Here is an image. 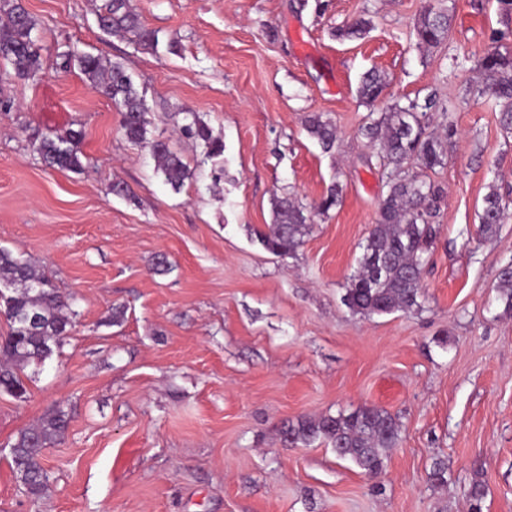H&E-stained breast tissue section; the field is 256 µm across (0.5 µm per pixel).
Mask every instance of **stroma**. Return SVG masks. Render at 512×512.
<instances>
[{
    "label": "stroma",
    "instance_id": "35a3bbf8",
    "mask_svg": "<svg viewBox=\"0 0 512 512\" xmlns=\"http://www.w3.org/2000/svg\"><path fill=\"white\" fill-rule=\"evenodd\" d=\"M42 66L0 80V247L19 252L74 298V327L0 392V512H512V313L497 288L512 263V222L491 238L477 215L489 184L512 200V134L476 98L474 64L503 23L497 0H133L158 43L100 28L102 0H22ZM449 9L450 39L418 47L425 5ZM363 18V38L334 31ZM123 65L190 175L172 187L120 114L58 52ZM384 73L373 104L362 76ZM452 99L455 136L430 178L444 189L420 309L362 316L343 303L386 188L361 127L369 112L429 93ZM195 113L224 143L206 157L181 133ZM336 126L323 152L309 114ZM84 133L81 172L45 166V137ZM122 182L129 196L113 194ZM297 253L257 232L272 200L313 207ZM167 273H153L156 258ZM383 408L401 441L383 474L364 475L322 444L287 448L283 425ZM69 417L45 451L47 494L26 497L9 466L19 432L50 410ZM444 460L447 481L428 482Z\"/></svg>",
    "mask_w": 512,
    "mask_h": 512
}]
</instances>
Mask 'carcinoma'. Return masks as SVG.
<instances>
[{
    "instance_id": "obj_1",
    "label": "carcinoma",
    "mask_w": 512,
    "mask_h": 512,
    "mask_svg": "<svg viewBox=\"0 0 512 512\" xmlns=\"http://www.w3.org/2000/svg\"><path fill=\"white\" fill-rule=\"evenodd\" d=\"M497 2L505 29L495 32L491 46L477 59L483 76L479 97L501 107V121L508 129L512 127V0ZM0 9L7 16V22L0 25V60L11 65L17 77L35 76L41 67V54L32 38L35 20L21 0H0ZM97 20L115 36L127 37L144 48L155 45V34L144 28L131 0H104ZM451 20L447 9L424 7L414 27L416 44L427 49L442 45L449 39ZM366 32L367 21L359 19L337 27L336 37L357 39ZM58 58L66 68L77 63L90 84L119 109L126 139L148 147L165 181L175 188L181 186L188 177L187 167L166 142L148 139L149 108L125 68L89 53L66 52ZM385 86L384 76L369 71L358 93L371 103L382 96ZM454 108L452 101L431 93L422 103L396 101L377 116L371 112L361 128L383 169L386 193L344 295L345 305L354 313L372 316L421 307V273L435 242L434 222L442 199L441 188L424 180L421 171L443 164L447 142L456 133L448 122V112ZM433 115L445 121L442 138L425 133V121ZM306 130L323 151L334 148L336 127L331 121L312 115ZM183 131L204 141L209 156L223 152V145L205 126L193 121ZM80 140L79 132L45 137L37 151L50 167L79 171L83 168ZM339 202V189L333 184L314 210L325 214ZM272 208L273 223L257 231L258 238L272 254L292 256L310 231V217L305 207L287 197L273 199ZM478 218L485 237L496 235L512 218L498 185L489 186ZM499 289L505 309L512 311V265L501 271ZM72 305L73 297L63 294L30 260L0 248V315L10 327L0 339L1 391L25 398L22 372L30 365L43 364L68 336L75 315ZM66 429L65 411L56 407L38 425L22 430L9 449L15 479L33 500L42 498L48 489L43 450L57 443ZM281 436L284 445L291 447L324 443L339 459L352 461L374 477L384 470L388 451L398 445L401 426L386 410L365 405L349 414L302 418L284 427ZM485 495L484 482L473 480L467 493L468 512H482Z\"/></svg>"
}]
</instances>
